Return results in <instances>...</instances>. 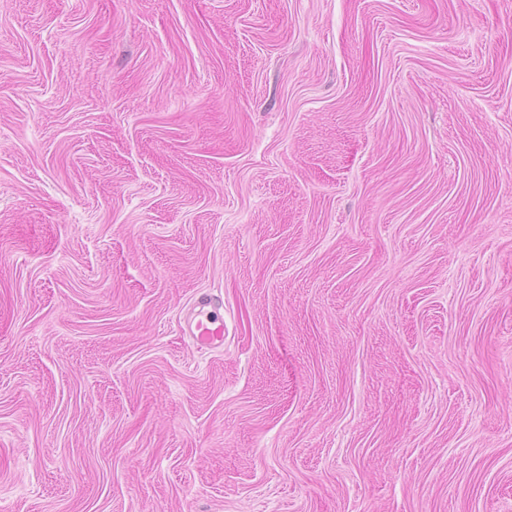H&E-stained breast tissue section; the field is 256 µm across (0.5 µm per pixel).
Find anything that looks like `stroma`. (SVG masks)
<instances>
[{"instance_id": "35a3bbf8", "label": "stroma", "mask_w": 512, "mask_h": 512, "mask_svg": "<svg viewBox=\"0 0 512 512\" xmlns=\"http://www.w3.org/2000/svg\"><path fill=\"white\" fill-rule=\"evenodd\" d=\"M0 512H512V0H0ZM223 305L214 296H199L185 319L183 334L196 349L218 351L224 347Z\"/></svg>"}]
</instances>
